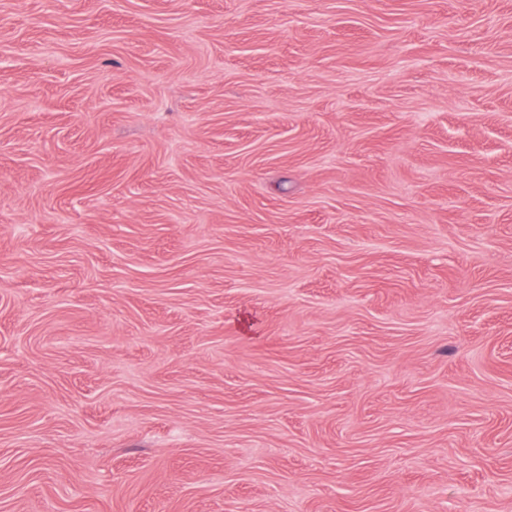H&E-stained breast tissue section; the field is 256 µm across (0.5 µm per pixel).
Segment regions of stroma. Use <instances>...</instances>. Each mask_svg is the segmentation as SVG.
I'll return each mask as SVG.
<instances>
[{
    "label": "stroma",
    "mask_w": 512,
    "mask_h": 512,
    "mask_svg": "<svg viewBox=\"0 0 512 512\" xmlns=\"http://www.w3.org/2000/svg\"><path fill=\"white\" fill-rule=\"evenodd\" d=\"M0 512H512V0H0Z\"/></svg>",
    "instance_id": "1"
}]
</instances>
